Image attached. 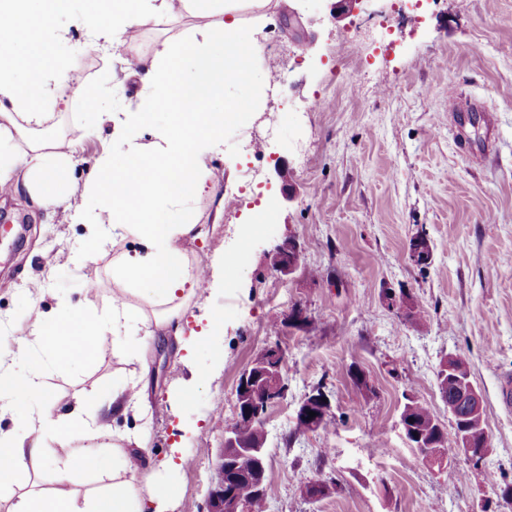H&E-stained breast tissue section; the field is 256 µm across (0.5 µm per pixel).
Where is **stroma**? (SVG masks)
Returning <instances> with one entry per match:
<instances>
[{"label": "stroma", "mask_w": 512, "mask_h": 512, "mask_svg": "<svg viewBox=\"0 0 512 512\" xmlns=\"http://www.w3.org/2000/svg\"><path fill=\"white\" fill-rule=\"evenodd\" d=\"M335 3L272 0L252 33L256 66L281 94L265 95L211 154L218 191L237 188L241 198L218 222L210 194L192 204L206 234L184 247L210 287L188 304L179 335L155 336L142 363L104 339L96 362L48 367L45 383L60 406L79 398L90 413L113 386L145 377L153 407L145 458L160 482L176 487L163 512H203L238 376L277 342L288 396L265 426L267 512H512L499 497L512 483V411L500 396L512 375V0H420L413 18L393 13L390 0H363L339 21ZM87 10L86 0H69L52 31L57 55L94 96L54 90L45 129L73 142L70 178L79 184L112 148L98 113L124 111L137 91L119 68L120 47L90 41L76 25ZM384 16L395 53L366 61L347 44L337 79L342 35ZM317 97L324 107L309 110ZM452 99L478 100L494 113L493 147L481 125L466 127L467 149L455 144ZM270 120L278 133L268 141ZM248 134L260 153L242 151ZM81 206L77 194L48 209L23 194L0 196V221L25 226L21 248L0 235V355L28 335L34 311L109 310L112 259L138 244L105 240L97 262L75 266L70 254L89 235L72 219ZM420 232L432 248L424 268L407 255ZM289 238L299 266L282 275L269 256ZM33 280L42 290L31 297ZM400 287L423 306L424 326L384 304L383 289ZM299 310L304 320L291 322ZM218 315L223 325H214ZM455 354L471 361L492 451L479 465L460 455L442 470L407 443L399 416L410 396L453 431L436 371ZM354 367L367 388L354 384ZM319 385L330 395L331 421L296 432L297 406ZM321 478L335 480L334 492L309 500L305 485Z\"/></svg>", "instance_id": "35a3bbf8"}]
</instances>
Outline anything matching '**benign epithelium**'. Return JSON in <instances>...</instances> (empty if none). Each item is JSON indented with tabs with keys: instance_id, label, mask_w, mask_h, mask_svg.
Returning a JSON list of instances; mask_svg holds the SVG:
<instances>
[{
	"instance_id": "benign-epithelium-1",
	"label": "benign epithelium",
	"mask_w": 512,
	"mask_h": 512,
	"mask_svg": "<svg viewBox=\"0 0 512 512\" xmlns=\"http://www.w3.org/2000/svg\"><path fill=\"white\" fill-rule=\"evenodd\" d=\"M409 259L416 266L430 263L431 249L428 239L423 234L414 237V246L409 249ZM299 251L294 240L290 239L275 247L271 252V267L275 271L290 275L298 267ZM282 350L278 346H268L240 374L236 389V423L224 429V447L241 448L245 453H259L265 445L262 428L253 430L251 439L244 437V425L252 424L256 415L255 405L275 403L285 396L282 388L280 369ZM444 370L448 371L453 383L448 414L460 423L457 430V444L454 453L463 455L472 461L485 458L491 448H470V432L484 427L483 398L479 389L468 379L461 378L454 370L452 357L444 359ZM327 394L317 388L308 393L299 404L296 415L305 418L313 411L316 416L331 410ZM217 477L207 501V512H247L245 503L235 489L224 478V454H219L216 467ZM336 488L334 481L318 479L306 485L305 495L312 499L327 496Z\"/></svg>"
}]
</instances>
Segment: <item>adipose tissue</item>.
<instances>
[{
  "label": "adipose tissue",
  "instance_id": "obj_1",
  "mask_svg": "<svg viewBox=\"0 0 512 512\" xmlns=\"http://www.w3.org/2000/svg\"><path fill=\"white\" fill-rule=\"evenodd\" d=\"M270 2L93 0L85 27L123 47L122 63L141 88L135 106L111 119L122 162L101 155L93 178L79 189L84 206L75 217L89 224L90 242L70 259L78 265L96 260L105 219L113 234L135 238L141 248L113 258L112 276L121 287L109 312L88 309L75 316L61 308L36 314L29 337L18 340L11 363L0 370V413L20 421L15 431L0 434V448L9 453L0 485L17 483L32 464L52 465L57 473L52 488L19 496L11 512H134L136 503L159 498L142 454L145 433L134 436L131 451L124 435L109 434L105 426L108 418L128 414L149 424L152 409L143 403L141 388H113L92 415L76 408L64 413L42 377L50 365L66 370L96 360L106 335L124 356H139L148 338L177 327L186 303L205 290L206 278L191 267L183 247L203 234L188 204L207 185L208 155L247 106L226 96V88L262 92L253 66L258 48L249 34L265 19ZM65 7L66 0H0V194L24 193L42 208L61 203V187L69 180L71 142L42 134L52 85L80 79L52 47L49 25ZM183 17L195 18V25L143 51L141 28L148 19ZM17 42L29 47L26 57L14 52ZM22 70L27 76L21 81ZM158 112L165 113V124L150 127ZM145 128L151 134L147 143L140 140ZM21 166L26 172L18 180L14 173ZM135 297L145 308L132 306ZM137 327L144 336L134 335ZM107 459L111 484L102 494L79 497L82 475Z\"/></svg>",
  "mask_w": 512,
  "mask_h": 512
}]
</instances>
